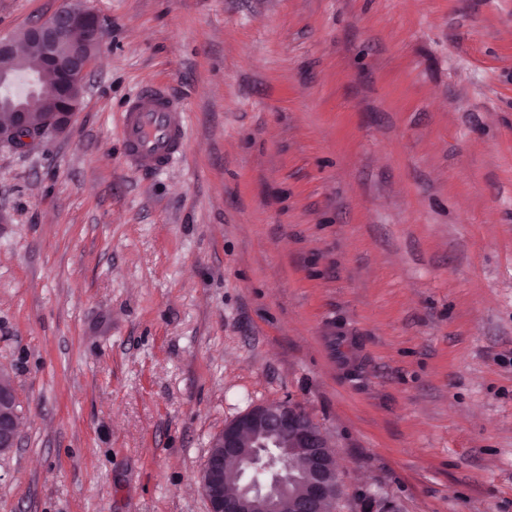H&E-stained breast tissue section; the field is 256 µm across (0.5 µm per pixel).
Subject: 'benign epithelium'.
Returning a JSON list of instances; mask_svg holds the SVG:
<instances>
[{"label":"benign epithelium","mask_w":512,"mask_h":512,"mask_svg":"<svg viewBox=\"0 0 512 512\" xmlns=\"http://www.w3.org/2000/svg\"><path fill=\"white\" fill-rule=\"evenodd\" d=\"M28 38L43 49L45 64L56 71L61 93L50 98L42 124L53 137L65 134L80 110L82 92L102 27L97 16L74 2L58 7L47 19L26 28ZM68 45L61 54L60 44ZM28 113L13 112L0 126V146L16 151L33 149ZM19 416L9 376H0V452L17 447ZM303 463L301 476L286 473L270 449L277 436ZM208 512H327L341 492L334 448L319 426L292 402L256 405L224 425L210 443L200 474Z\"/></svg>","instance_id":"benign-epithelium-1"}]
</instances>
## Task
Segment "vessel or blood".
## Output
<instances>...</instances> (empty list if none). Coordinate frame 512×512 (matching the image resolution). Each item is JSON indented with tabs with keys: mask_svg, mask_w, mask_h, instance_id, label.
I'll return each instance as SVG.
<instances>
[{
	"mask_svg": "<svg viewBox=\"0 0 512 512\" xmlns=\"http://www.w3.org/2000/svg\"><path fill=\"white\" fill-rule=\"evenodd\" d=\"M124 158L133 169L168 167L183 153L186 130L179 104L153 87L127 101L122 112Z\"/></svg>",
	"mask_w": 512,
	"mask_h": 512,
	"instance_id": "1",
	"label": "vessel or blood"
}]
</instances>
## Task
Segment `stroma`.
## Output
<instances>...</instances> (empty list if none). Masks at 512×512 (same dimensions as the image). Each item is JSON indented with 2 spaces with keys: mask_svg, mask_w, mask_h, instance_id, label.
<instances>
[{
  "mask_svg": "<svg viewBox=\"0 0 512 512\" xmlns=\"http://www.w3.org/2000/svg\"><path fill=\"white\" fill-rule=\"evenodd\" d=\"M82 2L69 131L0 148V512H207L212 437L284 401L330 512H512V0ZM154 86L187 148L138 172ZM121 116L124 158L131 168H166L183 153V112L163 87H152L129 99ZM19 416L13 384L6 374L0 376V452L16 448Z\"/></svg>",
  "mask_w": 512,
  "mask_h": 512,
  "instance_id": "obj_1",
  "label": "stroma"
}]
</instances>
